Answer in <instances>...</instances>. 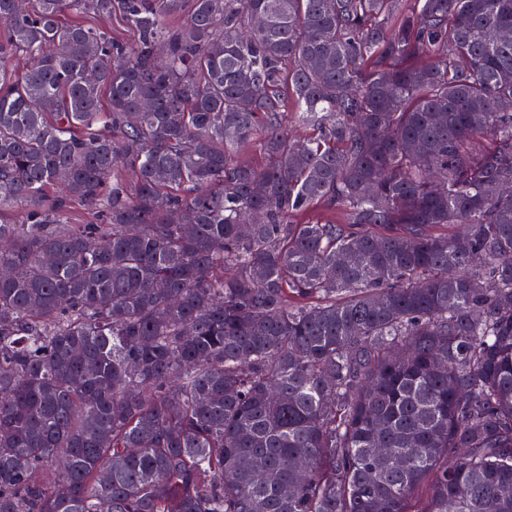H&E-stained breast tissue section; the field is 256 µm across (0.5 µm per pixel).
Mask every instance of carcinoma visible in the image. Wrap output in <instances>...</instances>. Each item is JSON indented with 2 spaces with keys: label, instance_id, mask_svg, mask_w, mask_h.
<instances>
[{
  "label": "carcinoma",
  "instance_id": "obj_1",
  "mask_svg": "<svg viewBox=\"0 0 512 512\" xmlns=\"http://www.w3.org/2000/svg\"><path fill=\"white\" fill-rule=\"evenodd\" d=\"M114 12L133 46L83 21ZM500 29L0 0V512H512Z\"/></svg>",
  "mask_w": 512,
  "mask_h": 512
}]
</instances>
